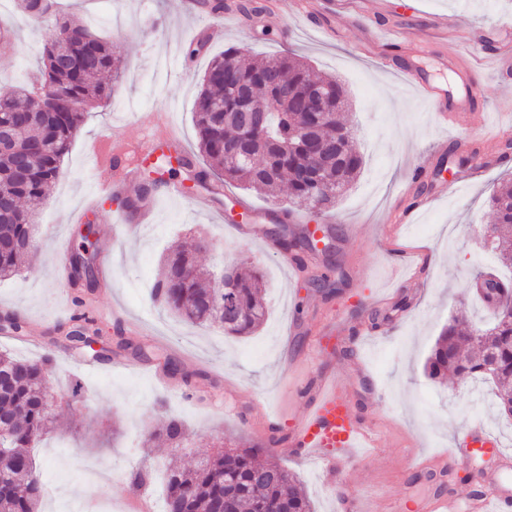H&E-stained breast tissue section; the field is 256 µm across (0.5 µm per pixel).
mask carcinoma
I'll list each match as a JSON object with an SVG mask.
<instances>
[{
    "label": "carcinoma",
    "mask_w": 512,
    "mask_h": 512,
    "mask_svg": "<svg viewBox=\"0 0 512 512\" xmlns=\"http://www.w3.org/2000/svg\"><path fill=\"white\" fill-rule=\"evenodd\" d=\"M26 17L36 24L47 19L41 13L40 0H16ZM54 30L67 32L69 39L58 45L49 34L37 62V79L29 87L0 97V125L7 126L24 118V127L11 147L0 150V188L13 200H0V227L9 237L0 242V279L16 274L30 252L20 244L33 239L35 208L58 179L64 157L81 130L85 112L109 95L104 79L121 78L114 45L92 32L84 24L58 20ZM319 85L339 100L337 111H344L348 100L344 87L332 78L313 73L294 57L248 60L238 47H229L209 63L202 89L196 99L194 122L199 148L209 169L196 173L206 182L210 172L224 175L248 190L271 194L288 181L290 198L295 203L325 212L336 203V181L347 188L360 172L364 160L342 131L340 117L325 127L328 139L340 135L342 149L337 167L328 174L329 183L306 176L312 157L305 147V130L316 122L309 111V89ZM35 97L53 102L51 111H30ZM262 99L272 110L271 127L261 138L252 140L253 159L243 165L227 147L240 135L238 115L253 99ZM69 102L81 103L74 110ZM43 151L28 165V178L16 183L13 178L17 158L33 145ZM495 217L493 250L502 265L512 269V189L502 188L490 198ZM199 239L191 251L177 248L165 258L162 277L152 288L151 300L198 326L216 321L213 307L224 299L218 279L193 268V254L206 249ZM487 285L497 290L499 302L480 293L492 312L491 327L463 332L448 326L437 339L425 369L434 379L448 375L465 381L480 377L494 383L498 406L512 416V280L494 271H482L473 280V288ZM227 285L232 289L237 314L221 322L224 333L243 336L253 332L265 320L267 308L261 298V276L253 272L243 278L229 270ZM93 320L84 313L73 317V329L63 341L78 347L90 340ZM55 360L46 355L38 361L17 358L0 352V379L6 388L0 393L4 405L0 422L8 427L0 449V512H38L41 472L30 449L47 432L49 408L53 396L47 389V376ZM162 435L173 448L183 445L186 427L177 417L168 419ZM149 470L137 467L125 475L133 490L150 483ZM233 499L236 512H312L309 498L288 471L275 462L260 463L252 448H229L209 457L192 470L175 466L167 470L165 512H217L224 497Z\"/></svg>",
    "instance_id": "carcinoma-1"
}]
</instances>
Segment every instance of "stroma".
<instances>
[{
    "mask_svg": "<svg viewBox=\"0 0 512 512\" xmlns=\"http://www.w3.org/2000/svg\"><path fill=\"white\" fill-rule=\"evenodd\" d=\"M70 21L84 22L109 38L121 52V81L110 98L89 108L81 131L62 164V174L36 210L35 253L18 275L0 280V316L17 314L30 331L11 336L0 331V352L36 359L58 356L60 372L48 381L54 394L55 427L33 454L42 472L40 512H69L75 486L95 512H133V498L152 502L162 512V484L140 492L128 489L126 471L148 466L163 472L170 461L190 467L232 437L251 446L278 437L273 458L296 476L314 512H342L340 494L365 492L381 507L400 497L425 498L430 486L405 475V449L425 460L447 457L466 438L471 423L486 424L512 449V417L496 403L494 385L481 379H431L424 366L437 338L451 323L488 328L489 314L469 286L481 270L497 264L483 241L494 222L488 198L512 178V149L504 132L512 128V74L495 62L512 51V0H259L282 20L277 28L255 25L237 15L220 37L188 39L185 0H64ZM454 17L451 36L436 30L433 17ZM0 18L15 37L8 61L0 64V95L24 83L46 36L0 0ZM486 30L476 44L473 34ZM417 44L403 58L421 77L446 95L462 93L445 65L457 57L475 74L479 108L459 120L428 112L418 93L395 69L375 65L376 45L403 31ZM231 46L258 57L288 55L315 71L335 77L348 94L351 124L364 166L354 184L326 214L289 204L287 189L264 196L228 182L221 193L198 183L203 160L197 148L193 112L210 58ZM142 112H162L181 134L192 168L164 174L162 183L179 182L180 198L148 196L154 209L143 231L112 239L113 220L122 207L98 196L111 171L88 157L93 144L110 148L137 143L145 129ZM497 158V165L474 172L461 158L471 151ZM457 186L441 194L440 185ZM428 205L408 223L400 214L416 193ZM88 208L98 229V252L109 266L97 271V285L84 299L95 310L104 339L93 350L76 349L61 335L76 307L60 249H75L79 224L72 215ZM290 208L297 221L276 225L272 211ZM253 230L240 235L239 219ZM331 220L335 250L308 255L306 271L281 262L272 232L304 234L306 226ZM207 236L213 247L199 254L212 273L245 264L264 276L267 316L247 336L225 335L219 324L193 325L150 300L152 284L171 246ZM342 272L341 293L316 287L330 271ZM345 331L324 340L333 317ZM124 339L126 349L116 347ZM174 362L176 375L161 377L157 367ZM333 375L352 394L356 409L373 417L377 433L370 456L336 477L289 452L285 441L306 411L301 394L323 375ZM83 387L70 399L72 382ZM194 390L199 403L185 402ZM179 416L188 434L183 448L149 438L163 416ZM279 417L269 427L268 416Z\"/></svg>",
    "mask_w": 512,
    "mask_h": 512,
    "instance_id": "35a3bbf8",
    "label": "stroma"
}]
</instances>
